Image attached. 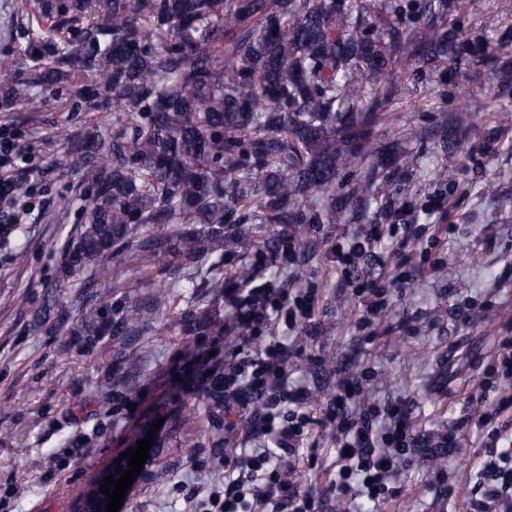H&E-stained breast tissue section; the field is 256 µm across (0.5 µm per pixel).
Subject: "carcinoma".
Masks as SVG:
<instances>
[{"label": "carcinoma", "instance_id": "1", "mask_svg": "<svg viewBox=\"0 0 512 512\" xmlns=\"http://www.w3.org/2000/svg\"><path fill=\"white\" fill-rule=\"evenodd\" d=\"M470 0H30L28 19L87 20L79 38L58 48L31 30V84L0 59V105L38 110L69 85L91 111L116 112L112 133L75 141L58 135L55 167L76 165L92 192L86 220L63 249L54 285L80 283L79 336L92 347L136 331L150 306L167 298L160 284L146 304L126 296L122 315L101 301L99 278L123 255L198 267L237 245L242 225L280 224L294 243L309 224L360 216L368 200L384 220L404 208L396 177L414 158L399 138L374 127L409 78L439 72L449 80L469 67L492 79L489 93L512 99V22L488 36L466 23ZM462 98L432 131L438 176L459 188L460 142L486 147L512 126L505 107L484 131ZM371 162L365 183L343 182L356 159ZM14 224L0 225V252L26 261ZM185 336L206 333L197 310L178 314Z\"/></svg>", "mask_w": 512, "mask_h": 512}]
</instances>
